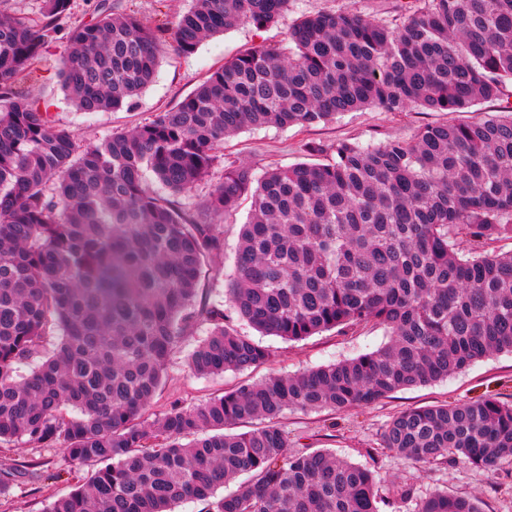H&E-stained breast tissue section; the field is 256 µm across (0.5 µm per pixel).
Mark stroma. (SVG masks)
<instances>
[{
  "mask_svg": "<svg viewBox=\"0 0 512 512\" xmlns=\"http://www.w3.org/2000/svg\"><path fill=\"white\" fill-rule=\"evenodd\" d=\"M120 11L136 16L151 28L172 27L190 0H114ZM412 0H293L288 13L261 30L239 24L204 40L188 57L166 50L160 57L154 82L131 108L112 112H82L65 97L57 76V62L70 31L88 19V0H71L55 41L49 44L42 65L28 81V89L50 104L54 123L69 127L81 144H93L113 133L152 120L156 113L173 107L192 93L204 78L225 61L254 46L278 48L288 40L289 27L302 15L323 11H354L375 21L401 18ZM496 101L481 104L479 111L448 113L413 109L389 113L376 108L350 112L336 120L313 127L247 129L225 139L215 153L218 162L209 177L182 196L184 206L203 201L224 176L226 163L246 164L257 170L287 167L313 160L326 161L324 153L310 154L308 145L326 148L339 141L376 144L394 137H407L428 124L475 122L499 110ZM206 334L198 327L173 351L162 386L151 403L153 414L166 412L172 404L192 406L224 393L240 381L260 380L273 373H297L369 353L387 343L383 328L368 324L337 327L300 341L288 342L274 336L261 337L270 347L271 362L244 372L228 371L218 376L193 375L187 366L189 351ZM512 400V353H497L480 359L448 380L398 391L373 404L338 412L289 411L279 425L287 431L295 450H329L352 463L375 471L380 490L411 483L424 493L445 490L449 494L476 497L481 512H512V460L503 461L495 473H487L461 458L444 464L420 465L393 456L382 446V434L389 421L400 412L434 403L461 404L484 396ZM23 466L16 486L0 496V512H43L46 504L70 492L74 477H83L87 467L71 463L56 448L25 445L0 447V469Z\"/></svg>",
  "mask_w": 512,
  "mask_h": 512,
  "instance_id": "1",
  "label": "stroma"
}]
</instances>
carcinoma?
Segmentation results:
<instances>
[{
	"label": "carcinoma",
	"instance_id": "obj_1",
	"mask_svg": "<svg viewBox=\"0 0 512 512\" xmlns=\"http://www.w3.org/2000/svg\"><path fill=\"white\" fill-rule=\"evenodd\" d=\"M291 3L191 0L160 35L95 0L59 60L64 89L84 112L130 107L163 49L189 56L238 22L276 23ZM68 8L42 0L35 18L0 9V444L59 448L91 467L44 512H174L185 499L209 512H379L369 468L290 450L277 419L368 405L512 353V252L484 249L512 238V105L377 145L339 141L326 163H228L202 206L180 198L209 176L215 146L245 129L307 128L369 107L468 112L511 97L512 0H418L395 23L306 14L288 47L239 54L152 121L86 147L21 86ZM247 196L225 290L238 319L288 341L368 323L389 340L148 422L169 357L196 325H209L188 357L196 376L273 356L224 307L198 302L208 266L224 258L215 219ZM255 420L264 425L225 431ZM382 442L417 464L458 456L493 471L512 460V403L408 409ZM392 496L406 512H481L473 497L423 496L410 483Z\"/></svg>",
	"mask_w": 512,
	"mask_h": 512
}]
</instances>
